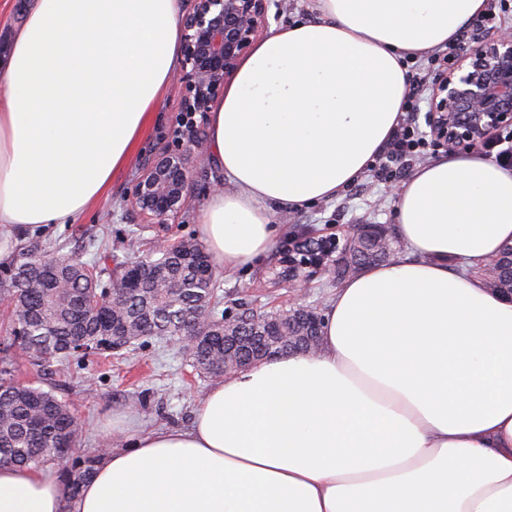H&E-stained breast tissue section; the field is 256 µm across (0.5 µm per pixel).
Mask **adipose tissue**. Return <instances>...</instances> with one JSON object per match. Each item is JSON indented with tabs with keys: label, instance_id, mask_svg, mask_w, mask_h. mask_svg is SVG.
Wrapping results in <instances>:
<instances>
[{
	"label": "adipose tissue",
	"instance_id": "1",
	"mask_svg": "<svg viewBox=\"0 0 512 512\" xmlns=\"http://www.w3.org/2000/svg\"><path fill=\"white\" fill-rule=\"evenodd\" d=\"M486 0H313L257 41L208 114L226 189L215 263L270 251L277 212L331 200L388 144L404 57ZM178 0H33L0 66V230L69 224L128 168L181 62ZM401 256L336 290L317 350L225 376L187 426L134 431L74 500L0 464V512H512V167L450 152L396 193ZM494 280L497 281V286L501 288H510L506 295L512 296V249H505L494 266Z\"/></svg>",
	"mask_w": 512,
	"mask_h": 512
}]
</instances>
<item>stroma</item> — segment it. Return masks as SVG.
Returning <instances> with one entry per match:
<instances>
[{
    "label": "stroma",
    "mask_w": 512,
    "mask_h": 512,
    "mask_svg": "<svg viewBox=\"0 0 512 512\" xmlns=\"http://www.w3.org/2000/svg\"><path fill=\"white\" fill-rule=\"evenodd\" d=\"M182 96L178 81H171L158 117L143 139L131 166L112 179L106 196L71 224H42L25 229L24 243L48 247L66 244L81 260H89L95 242L110 244L118 257L140 249L142 244L197 236L198 210L224 181L211 163L190 165V203L168 224H147L133 211L128 198L144 167L170 145ZM402 178L377 181L363 177L346 187L335 199L319 201L277 214L282 233L267 256L252 266L219 272L223 310L233 316L246 308L275 311L312 306L325 312L339 281L332 264L307 269L303 290L293 286L295 274L289 251L307 239L336 236L345 242L351 226L381 224L395 230V192ZM17 379L53 389L58 398L70 402L82 423L81 449L100 450L105 443L122 444L117 418H126L135 428L157 429L187 426L199 400L212 386V379L199 376L181 346L150 340L95 358L82 364L69 363L43 376L29 359L18 361Z\"/></svg>",
    "instance_id": "obj_1"
}]
</instances>
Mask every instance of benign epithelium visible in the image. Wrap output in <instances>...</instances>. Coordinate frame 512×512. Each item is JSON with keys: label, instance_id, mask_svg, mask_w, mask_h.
<instances>
[{"label": "benign epithelium", "instance_id": "7a95c632", "mask_svg": "<svg viewBox=\"0 0 512 512\" xmlns=\"http://www.w3.org/2000/svg\"><path fill=\"white\" fill-rule=\"evenodd\" d=\"M270 0H194L182 16L184 87L170 148L138 179L132 203L149 224H167L190 201L188 156L202 144L197 120H207L240 58L267 27ZM433 136L470 151L495 129L512 125V33L462 48L438 83L430 109ZM387 230L356 224L347 243L377 239Z\"/></svg>", "mask_w": 512, "mask_h": 512}]
</instances>
